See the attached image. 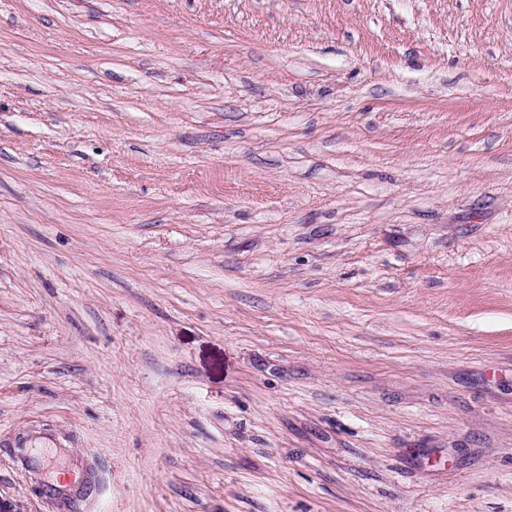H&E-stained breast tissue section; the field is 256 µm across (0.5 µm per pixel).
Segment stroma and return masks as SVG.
<instances>
[{
	"mask_svg": "<svg viewBox=\"0 0 512 512\" xmlns=\"http://www.w3.org/2000/svg\"><path fill=\"white\" fill-rule=\"evenodd\" d=\"M0 502L512 512V0H0Z\"/></svg>",
	"mask_w": 512,
	"mask_h": 512,
	"instance_id": "1",
	"label": "stroma"
}]
</instances>
